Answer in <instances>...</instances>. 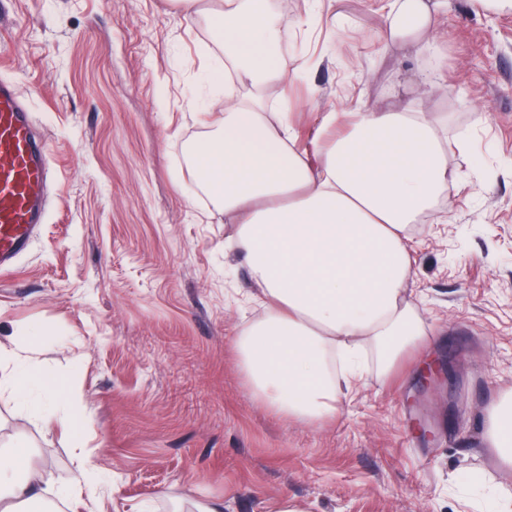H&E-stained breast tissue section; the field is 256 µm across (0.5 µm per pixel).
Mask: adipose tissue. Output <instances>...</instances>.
Listing matches in <instances>:
<instances>
[{
  "mask_svg": "<svg viewBox=\"0 0 512 512\" xmlns=\"http://www.w3.org/2000/svg\"><path fill=\"white\" fill-rule=\"evenodd\" d=\"M445 0H392L383 38L425 49ZM209 14L237 87L224 95L216 132L189 150L200 183L214 190L245 253L266 314L246 323L234 350L253 397L283 420L334 419L371 357L388 375L425 342L409 300L413 224L446 204L461 180L448 162L446 116L412 99L396 110L322 113L311 163L296 147L287 112L268 111L266 89L287 88L296 71L277 51L283 20L260 0H217ZM0 393L19 404L39 395L32 414L69 431L84 420L79 403L56 407L57 380L0 347ZM483 442L512 473V394L485 410ZM43 476L28 451H0V512L42 498Z\"/></svg>",
  "mask_w": 512,
  "mask_h": 512,
  "instance_id": "adipose-tissue-1",
  "label": "adipose tissue"
}]
</instances>
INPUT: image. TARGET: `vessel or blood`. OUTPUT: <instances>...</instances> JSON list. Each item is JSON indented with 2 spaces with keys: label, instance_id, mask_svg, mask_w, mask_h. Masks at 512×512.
I'll return each instance as SVG.
<instances>
[{
  "label": "vessel or blood",
  "instance_id": "1",
  "mask_svg": "<svg viewBox=\"0 0 512 512\" xmlns=\"http://www.w3.org/2000/svg\"><path fill=\"white\" fill-rule=\"evenodd\" d=\"M51 176L45 142L17 86L0 82V272L28 251L43 222V190Z\"/></svg>",
  "mask_w": 512,
  "mask_h": 512
}]
</instances>
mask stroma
Here are the masks:
<instances>
[{
    "label": "stroma",
    "mask_w": 512,
    "mask_h": 512,
    "mask_svg": "<svg viewBox=\"0 0 512 512\" xmlns=\"http://www.w3.org/2000/svg\"><path fill=\"white\" fill-rule=\"evenodd\" d=\"M386 0H262L285 19L278 51L304 59L284 104L297 147L319 113L419 98L465 135L478 180L414 226L410 282L431 340L389 378L368 370L336 419L287 423L250 396L234 339L261 318L244 253L218 205L190 196L188 149L223 117L224 46L206 10L174 0H5L0 77L14 79L50 144L46 221L0 272V345L79 396L80 438L0 398V450L69 487L77 457L103 476L76 505L41 512H490L512 475L480 446L483 410L512 391V13L448 0L423 51L383 42ZM444 77L422 84L435 61ZM483 121H476V113ZM38 329L36 349L28 332ZM445 352L451 379L421 389Z\"/></svg>",
    "instance_id": "stroma-1"
}]
</instances>
